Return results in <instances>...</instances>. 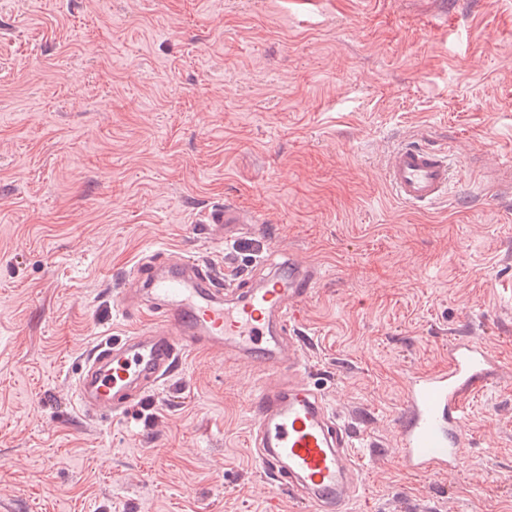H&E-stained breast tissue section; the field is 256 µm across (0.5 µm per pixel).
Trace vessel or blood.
<instances>
[{
	"label": "vessel or blood",
	"instance_id": "obj_1",
	"mask_svg": "<svg viewBox=\"0 0 512 512\" xmlns=\"http://www.w3.org/2000/svg\"><path fill=\"white\" fill-rule=\"evenodd\" d=\"M452 170L444 149L401 142L385 159L396 198L412 208L447 198ZM203 223L236 232L254 217L232 203L203 212ZM262 280H223L205 262L179 257L168 273L155 258L140 261L121 291L122 315L149 314L130 335L104 338L87 353L74 399L87 415L114 413L166 380L185 355L226 352L262 370L255 394L250 449L273 485L311 512H345L360 493L363 467L353 433L321 393L297 377L302 345L292 323L296 306L314 293L321 273L292 257L267 259ZM501 361L474 336L448 347V364L405 380L399 411V463L411 472L457 467L469 441L471 399L501 375Z\"/></svg>",
	"mask_w": 512,
	"mask_h": 512
}]
</instances>
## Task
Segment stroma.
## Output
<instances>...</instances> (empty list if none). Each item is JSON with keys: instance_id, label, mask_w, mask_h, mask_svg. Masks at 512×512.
<instances>
[{"instance_id": "stroma-1", "label": "stroma", "mask_w": 512, "mask_h": 512, "mask_svg": "<svg viewBox=\"0 0 512 512\" xmlns=\"http://www.w3.org/2000/svg\"><path fill=\"white\" fill-rule=\"evenodd\" d=\"M460 172L427 211L383 157ZM512 0H0V512H306L248 448L259 369L192 353L88 418L87 350L145 320L114 287L155 253L321 271L301 379L365 456L347 512H512ZM254 215L221 234L200 214ZM478 337L504 365L457 470L398 462L404 380ZM385 178L396 198L412 208L433 207L448 197L452 170L442 148L403 141L386 156Z\"/></svg>"}]
</instances>
